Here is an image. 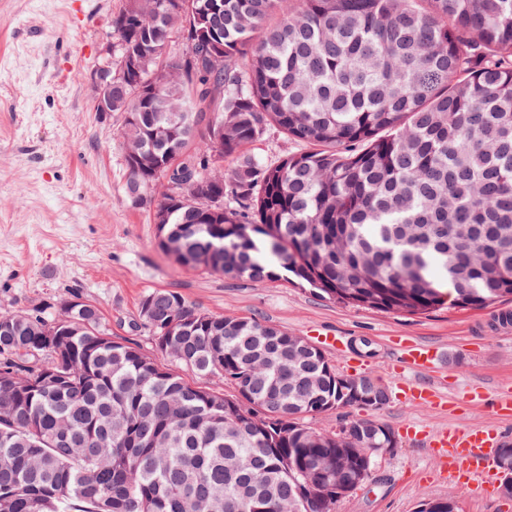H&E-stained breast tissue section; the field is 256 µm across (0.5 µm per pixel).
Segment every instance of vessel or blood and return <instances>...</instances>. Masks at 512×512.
Returning <instances> with one entry per match:
<instances>
[{
    "label": "vessel or blood",
    "mask_w": 512,
    "mask_h": 512,
    "mask_svg": "<svg viewBox=\"0 0 512 512\" xmlns=\"http://www.w3.org/2000/svg\"><path fill=\"white\" fill-rule=\"evenodd\" d=\"M428 446L433 457L447 467L451 480L468 487L479 476L477 462L493 453L490 436L482 431H439L431 435Z\"/></svg>",
    "instance_id": "b4317fda"
}]
</instances>
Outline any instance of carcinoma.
<instances>
[{"label":"carcinoma","mask_w":512,"mask_h":512,"mask_svg":"<svg viewBox=\"0 0 512 512\" xmlns=\"http://www.w3.org/2000/svg\"><path fill=\"white\" fill-rule=\"evenodd\" d=\"M175 30L184 49L152 81ZM112 32V106L139 122L124 137L157 171L195 148L158 228L178 264L285 272L409 315L512 297V0H158ZM269 126L305 149L263 163L251 145ZM127 170V194L144 190L147 172ZM145 306L153 356L110 339L90 302L73 312L81 336L43 309L0 312V512H335L336 485L371 479L384 425L306 423L368 406L323 353L174 291ZM360 396L388 402L370 378Z\"/></svg>","instance_id":"obj_1"}]
</instances>
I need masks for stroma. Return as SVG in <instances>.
Returning a JSON list of instances; mask_svg holds the SVG:
<instances>
[{
  "label": "stroma",
  "instance_id": "obj_1",
  "mask_svg": "<svg viewBox=\"0 0 512 512\" xmlns=\"http://www.w3.org/2000/svg\"><path fill=\"white\" fill-rule=\"evenodd\" d=\"M125 0H0V311L56 305L80 294L99 309L113 339L151 352L137 328L144 293L178 292L201 312L271 324L317 346L340 374L383 386L377 411L345 407L310 418L320 432L374 417L398 446L378 458L374 480L335 512H416L423 500L453 497L460 512H512L497 489L449 481L424 433L481 429L512 442V301L446 306L420 315L377 311L319 297L284 278L254 282L180 266L160 246L152 209L128 197L120 133L125 113L93 108L92 76L113 40ZM434 348L429 370L407 360L411 346ZM431 389L443 403L405 399L401 383Z\"/></svg>",
  "mask_w": 512,
  "mask_h": 512
}]
</instances>
